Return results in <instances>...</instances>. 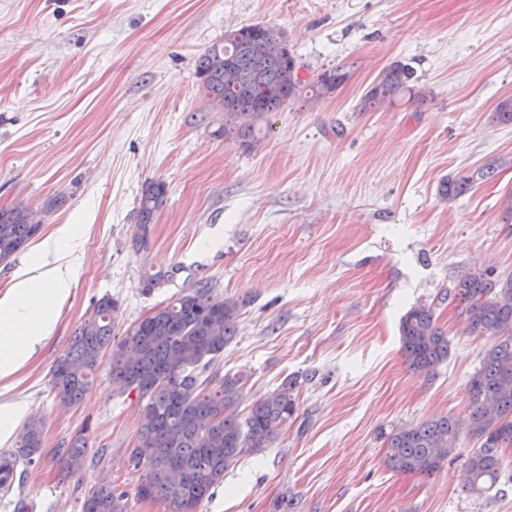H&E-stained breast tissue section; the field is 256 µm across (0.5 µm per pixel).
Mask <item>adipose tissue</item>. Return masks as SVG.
Instances as JSON below:
<instances>
[{"instance_id":"ef3b65f1","label":"adipose tissue","mask_w":512,"mask_h":512,"mask_svg":"<svg viewBox=\"0 0 512 512\" xmlns=\"http://www.w3.org/2000/svg\"><path fill=\"white\" fill-rule=\"evenodd\" d=\"M71 240L69 229L61 228L42 244L25 277L0 297V376L23 365L52 332L55 314L69 293Z\"/></svg>"}]
</instances>
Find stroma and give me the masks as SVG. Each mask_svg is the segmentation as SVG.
<instances>
[{
    "label": "stroma",
    "mask_w": 512,
    "mask_h": 512,
    "mask_svg": "<svg viewBox=\"0 0 512 512\" xmlns=\"http://www.w3.org/2000/svg\"><path fill=\"white\" fill-rule=\"evenodd\" d=\"M262 24L283 34L302 77L336 67L348 80L323 100L271 116L258 150L214 137L224 120L196 68L225 32ZM412 65L426 102L363 108L384 67ZM512 96V0H0V207L48 214L11 265L0 296L43 240L75 228L70 293L33 356L0 377V455L19 448L31 419L42 448L18 468L0 512H82L104 483L135 491L129 461L136 396L100 367L82 401L61 405L52 368L103 295L119 301L113 333L198 280L246 304L215 362L249 373L247 400L299 381L297 411L270 448L248 452L196 512H512V447L489 495L461 488L475 443L426 477L384 464L385 437L434 417L465 419L468 382L492 340L473 335L448 291L485 271L512 275V125L489 112ZM510 164L454 202L448 177L488 159ZM165 203L146 247L135 241L145 182ZM176 269L144 292L145 272ZM433 309L451 342L434 376L411 374L399 326ZM86 439L68 473L58 447Z\"/></svg>",
    "instance_id": "1"
}]
</instances>
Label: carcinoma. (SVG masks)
Instances as JSON below:
<instances>
[{
    "label": "carcinoma",
    "mask_w": 512,
    "mask_h": 512,
    "mask_svg": "<svg viewBox=\"0 0 512 512\" xmlns=\"http://www.w3.org/2000/svg\"><path fill=\"white\" fill-rule=\"evenodd\" d=\"M260 29L259 24L240 28L239 36L210 46L197 66L204 98L224 113V123L213 135L233 140L246 151L260 147L262 127L272 113L286 104L315 103L349 76L336 68L311 81L303 79L295 57L259 39ZM403 97L421 104L427 101V92L418 87L413 67L396 61L379 73L364 95L363 107H382ZM488 120L512 125V97L501 99ZM501 167L493 158L470 173L449 178L440 194L452 202L475 182L492 179ZM165 195L162 182L150 181L142 189L137 243L145 242ZM40 228L41 222L33 221L23 202L1 207L0 263L19 252ZM179 271L175 267L145 275L144 290L152 291ZM448 299L461 309L472 333L493 339L469 380L468 414L462 423L445 415L391 431L386 436L385 465L395 473L433 475L459 448L465 428L478 447L465 460L462 488L480 496L498 484L502 449L512 445V276H464L448 291ZM245 304L235 297H213L211 284L199 280L118 340L112 334L118 302L104 295L73 331L68 351L53 367L51 384L64 404L81 400L105 358L112 387L137 394L141 423L130 460L134 467L146 469V477L135 496L159 500L165 512H194L210 489L224 480L225 470L244 453L270 447L296 412L295 377L252 401L242 418L248 375L220 377L212 372L213 363L235 336ZM400 338L414 375L429 377L448 361L450 341L429 307H414L403 316ZM42 432V422L28 423L17 455L34 460L42 447ZM61 456L65 469L75 471L85 461L86 446L73 444L62 449ZM128 498L127 491L103 485L85 498L82 512H128Z\"/></svg>",
    "instance_id": "1"
}]
</instances>
